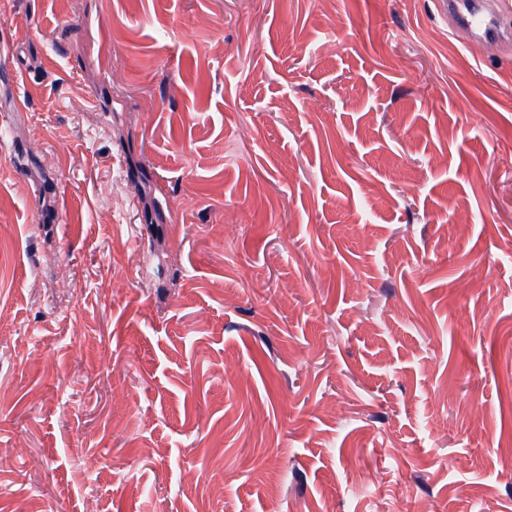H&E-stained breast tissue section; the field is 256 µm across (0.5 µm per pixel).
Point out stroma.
I'll use <instances>...</instances> for the list:
<instances>
[{
	"label": "stroma",
	"mask_w": 512,
	"mask_h": 512,
	"mask_svg": "<svg viewBox=\"0 0 512 512\" xmlns=\"http://www.w3.org/2000/svg\"><path fill=\"white\" fill-rule=\"evenodd\" d=\"M511 438L512 49L0 0V512H512Z\"/></svg>",
	"instance_id": "35a3bbf8"
}]
</instances>
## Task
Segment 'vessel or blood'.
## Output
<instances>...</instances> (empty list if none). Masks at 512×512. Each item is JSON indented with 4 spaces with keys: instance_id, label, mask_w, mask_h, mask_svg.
I'll list each match as a JSON object with an SVG mask.
<instances>
[{
    "instance_id": "1",
    "label": "vessel or blood",
    "mask_w": 512,
    "mask_h": 512,
    "mask_svg": "<svg viewBox=\"0 0 512 512\" xmlns=\"http://www.w3.org/2000/svg\"><path fill=\"white\" fill-rule=\"evenodd\" d=\"M455 34L497 50L512 41V28L504 26L492 0H444Z\"/></svg>"
}]
</instances>
